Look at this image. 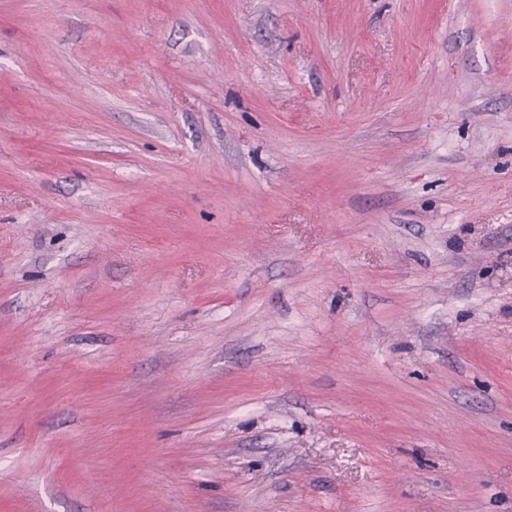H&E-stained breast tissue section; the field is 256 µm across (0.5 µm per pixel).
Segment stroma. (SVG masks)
Listing matches in <instances>:
<instances>
[{"label": "stroma", "instance_id": "1", "mask_svg": "<svg viewBox=\"0 0 512 512\" xmlns=\"http://www.w3.org/2000/svg\"><path fill=\"white\" fill-rule=\"evenodd\" d=\"M0 512H512V0H0Z\"/></svg>", "mask_w": 512, "mask_h": 512}]
</instances>
